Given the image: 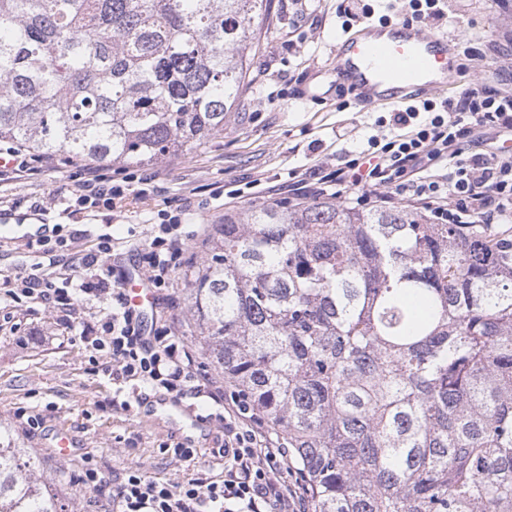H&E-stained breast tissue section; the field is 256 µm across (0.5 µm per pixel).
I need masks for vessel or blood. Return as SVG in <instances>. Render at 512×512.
I'll return each mask as SVG.
<instances>
[{
    "label": "vessel or blood",
    "mask_w": 512,
    "mask_h": 512,
    "mask_svg": "<svg viewBox=\"0 0 512 512\" xmlns=\"http://www.w3.org/2000/svg\"><path fill=\"white\" fill-rule=\"evenodd\" d=\"M459 68L457 48L447 36L413 21L386 22L343 34L336 43L333 73L352 87L362 105L399 104L447 88ZM130 307L145 313L154 292L135 274Z\"/></svg>",
    "instance_id": "vessel-or-blood-1"
}]
</instances>
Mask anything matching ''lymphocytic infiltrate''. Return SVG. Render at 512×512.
<instances>
[{"mask_svg":"<svg viewBox=\"0 0 512 512\" xmlns=\"http://www.w3.org/2000/svg\"><path fill=\"white\" fill-rule=\"evenodd\" d=\"M426 120H419L420 111ZM400 134L372 152L371 162L348 160L334 181L342 188L375 191L376 203L391 206L403 197L448 224L512 223V151L496 147L464 155L475 128L512 132V91L485 83L447 100L396 112ZM445 160V180L422 178L433 162ZM131 191L127 178L89 172L75 195V211L112 208ZM188 233L180 213L169 214L145 255V274L157 288L168 287L172 270L187 259ZM99 291H111L112 313L102 323L97 346L112 351V374L144 388L163 387L177 396L208 394L224 404V478L221 481L160 483L129 471L112 495L115 512H309L308 492L289 482L288 440L271 427L247 397L229 392L226 382L196 372V353L174 332L143 336L121 291L99 278Z\"/></svg>","mask_w":512,"mask_h":512,"instance_id":"1","label":"lymphocytic infiltrate"}]
</instances>
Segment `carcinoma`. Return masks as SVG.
Segmentation results:
<instances>
[{
  "label": "carcinoma",
  "mask_w": 512,
  "mask_h": 512,
  "mask_svg": "<svg viewBox=\"0 0 512 512\" xmlns=\"http://www.w3.org/2000/svg\"><path fill=\"white\" fill-rule=\"evenodd\" d=\"M273 0H0V140L131 167L224 132ZM314 512H512V228L330 198L224 213L180 272ZM0 447V512H66Z\"/></svg>",
  "instance_id": "cac0c4a2"
}]
</instances>
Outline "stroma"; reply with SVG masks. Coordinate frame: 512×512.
Masks as SVG:
<instances>
[{"instance_id":"obj_1","label":"stroma","mask_w":512,"mask_h":512,"mask_svg":"<svg viewBox=\"0 0 512 512\" xmlns=\"http://www.w3.org/2000/svg\"><path fill=\"white\" fill-rule=\"evenodd\" d=\"M340 4L274 0L242 103L223 134L191 153L128 168V175L145 179L144 191L113 210L68 212L86 173L83 165L54 159L24 176L9 166L0 169V444L34 454V478L57 494L67 512H112V491L132 466L161 483L223 478L218 448L224 410L207 395H189L167 417L144 405L148 397L167 398L165 389L113 380L111 355L83 334L85 322L111 313L110 295L81 293L72 310L62 311L8 289L7 280L40 266L56 287L75 288L90 279L80 258L96 251L104 234L112 239L108 263L122 276L141 267L161 213L179 208L189 229H209L223 222L225 211L288 200L296 177L330 174L370 153L373 139L393 137L394 106L357 103L330 72L337 37L368 23L363 16L343 20ZM448 8L438 34L480 57L455 73V89L481 81L512 88V0H450ZM231 189L237 192L232 200L224 196ZM45 224L84 230L66 264L49 267L40 247L29 246ZM154 294L150 328L175 331L196 348L201 371L220 376L192 332L179 274ZM195 416L206 418L203 430L190 429ZM60 430L73 439L65 458L54 450ZM185 442L194 450L187 461L174 454ZM89 470L97 472L98 486L85 483Z\"/></svg>"}]
</instances>
